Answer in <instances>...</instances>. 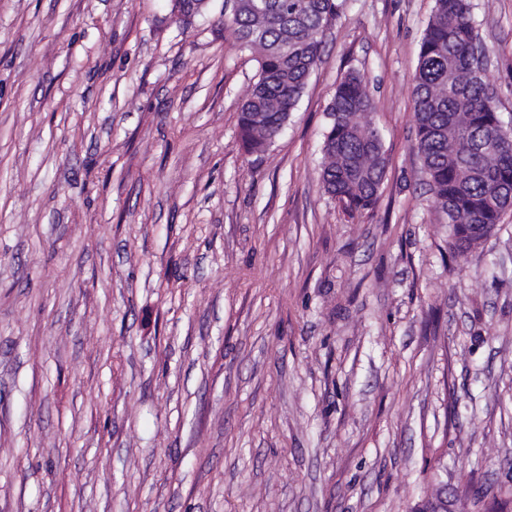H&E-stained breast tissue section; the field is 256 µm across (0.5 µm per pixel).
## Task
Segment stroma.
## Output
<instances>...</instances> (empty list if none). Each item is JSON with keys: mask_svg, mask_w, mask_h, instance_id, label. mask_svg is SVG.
<instances>
[{"mask_svg": "<svg viewBox=\"0 0 512 512\" xmlns=\"http://www.w3.org/2000/svg\"><path fill=\"white\" fill-rule=\"evenodd\" d=\"M288 124L209 0H0V512H512V209L448 248L412 80L434 0H337ZM512 114V0H472ZM369 84L375 209L325 194ZM372 109L368 84L356 73L339 83L328 108L321 180L325 192L352 214L378 204L387 172L378 131L361 122Z\"/></svg>", "mask_w": 512, "mask_h": 512, "instance_id": "1", "label": "stroma"}]
</instances>
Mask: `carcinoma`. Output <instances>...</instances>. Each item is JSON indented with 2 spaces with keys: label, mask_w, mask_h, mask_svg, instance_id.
<instances>
[{
  "label": "carcinoma",
  "mask_w": 512,
  "mask_h": 512,
  "mask_svg": "<svg viewBox=\"0 0 512 512\" xmlns=\"http://www.w3.org/2000/svg\"><path fill=\"white\" fill-rule=\"evenodd\" d=\"M336 11V0H237L228 23L259 64L239 116L246 152H265L288 122ZM480 43L472 0H435L413 76L421 171L457 253L475 247L470 225L494 230L512 209V129L477 61ZM372 109L368 84L356 73L339 83L329 105L321 180L352 214L378 204L387 172L378 131L361 122Z\"/></svg>",
  "instance_id": "1"
}]
</instances>
